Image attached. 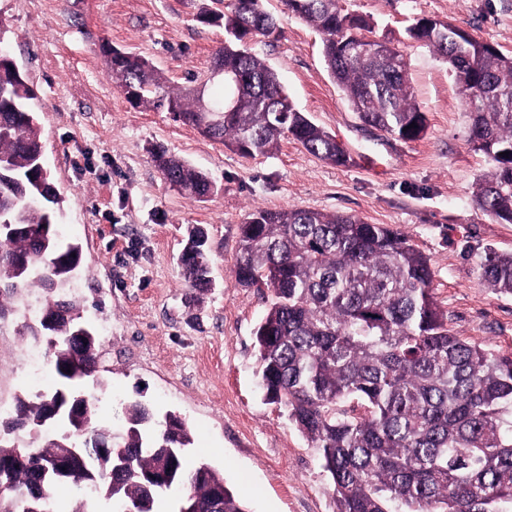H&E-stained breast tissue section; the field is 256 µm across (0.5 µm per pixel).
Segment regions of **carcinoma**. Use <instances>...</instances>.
<instances>
[{
	"instance_id": "obj_1",
	"label": "carcinoma",
	"mask_w": 512,
	"mask_h": 512,
	"mask_svg": "<svg viewBox=\"0 0 512 512\" xmlns=\"http://www.w3.org/2000/svg\"><path fill=\"white\" fill-rule=\"evenodd\" d=\"M289 13L324 35L331 77L359 119L402 140L426 129L412 98L407 62L359 56L352 42L372 44L371 23L345 13L338 0H284ZM199 21L224 27L213 68L224 70V94L208 98L173 86L150 62L104 42L101 51L119 91L134 107L165 109L205 137L243 156L270 155L292 139L333 165L347 162L335 136L290 101L277 73L247 44L278 34L265 0H234L229 11L204 9ZM410 38L448 62L470 122L469 141L492 170L474 202L486 216L512 223V55L450 20H417ZM39 97L0 48V220L24 230L0 231V296L41 290L38 316L19 335L46 342L58 385L31 401L17 397L0 414V512H55L54 490L92 488L111 512H153L175 495L193 512H248L207 463L187 468L191 436L182 419L156 428L150 410L126 408V427L109 452L88 455L74 475H37L63 451L88 447L108 431L93 425L98 399L78 387L98 380L94 332L75 335L80 301L68 290L81 249L57 232L61 198L36 166L41 144ZM417 127L412 128L410 124ZM155 166L171 187L201 201L215 192L210 177L158 151ZM181 260L189 287L211 288L208 237L188 228ZM484 284L512 295V253L487 248L479 260ZM237 285L268 291L257 327L260 384L269 401L319 449L333 485L336 512H503L512 505V355L482 348L448 328L432 293L429 260L407 238L356 214L311 209H256L241 225L234 269ZM67 431L35 448L5 442L51 425Z\"/></svg>"
}]
</instances>
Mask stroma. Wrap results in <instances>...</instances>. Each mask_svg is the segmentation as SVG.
<instances>
[{"instance_id": "1", "label": "stroma", "mask_w": 512, "mask_h": 512, "mask_svg": "<svg viewBox=\"0 0 512 512\" xmlns=\"http://www.w3.org/2000/svg\"><path fill=\"white\" fill-rule=\"evenodd\" d=\"M212 0H0V43L34 86L43 156L60 193L62 225L81 246L71 282L84 323L100 338L107 386L98 422L121 434V405L139 401L156 419L180 415L191 458L224 475L249 512H334L333 487L318 449L258 386L255 330L267 305L234 278L240 226L257 208H309L359 215L404 234L429 259L434 296L460 336L512 354V296L480 282L477 257L512 253V224L477 210L474 193L491 165L468 141L469 122L447 63L411 39L416 19H450L512 52V0H340L370 18L375 37L408 62L413 96L427 117L416 140L365 126L330 77L323 36L266 8L276 39L251 44L291 100L334 134L350 155L331 165L292 140L248 157L174 121L132 107L114 86L100 46L148 58L178 86L210 70L224 29L198 22ZM208 174L214 195L192 201L172 190L152 161L155 148ZM209 235L214 286L189 288L180 264L188 226ZM20 317L0 319V402L49 393L32 384Z\"/></svg>"}]
</instances>
